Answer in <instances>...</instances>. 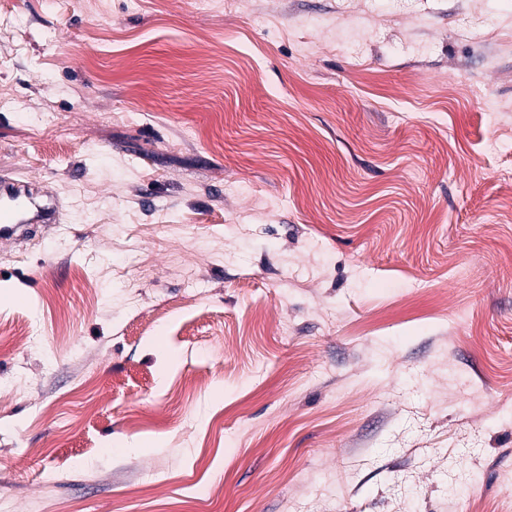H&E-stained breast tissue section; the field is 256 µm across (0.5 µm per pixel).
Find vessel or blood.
Listing matches in <instances>:
<instances>
[{
	"mask_svg": "<svg viewBox=\"0 0 512 512\" xmlns=\"http://www.w3.org/2000/svg\"><path fill=\"white\" fill-rule=\"evenodd\" d=\"M60 212L53 203L35 197L34 186L23 179L0 178V239L17 240L41 224H56Z\"/></svg>",
	"mask_w": 512,
	"mask_h": 512,
	"instance_id": "obj_1",
	"label": "vessel or blood"
}]
</instances>
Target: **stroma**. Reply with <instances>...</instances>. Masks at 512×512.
Returning a JSON list of instances; mask_svg holds the SVG:
<instances>
[{
	"instance_id": "obj_1",
	"label": "stroma",
	"mask_w": 512,
	"mask_h": 512,
	"mask_svg": "<svg viewBox=\"0 0 512 512\" xmlns=\"http://www.w3.org/2000/svg\"><path fill=\"white\" fill-rule=\"evenodd\" d=\"M0 177L13 512L512 502V0H0ZM39 224H61L57 206L37 201L35 187L24 179L0 178V239H20Z\"/></svg>"
}]
</instances>
